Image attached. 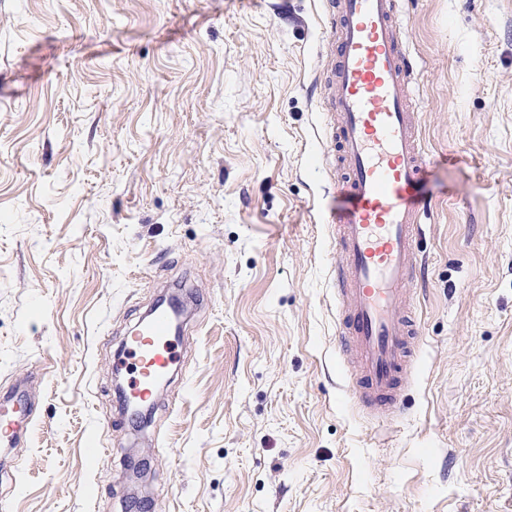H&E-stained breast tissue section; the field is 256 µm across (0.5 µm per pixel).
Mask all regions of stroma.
I'll use <instances>...</instances> for the list:
<instances>
[{
    "mask_svg": "<svg viewBox=\"0 0 512 512\" xmlns=\"http://www.w3.org/2000/svg\"><path fill=\"white\" fill-rule=\"evenodd\" d=\"M430 206L419 368L354 405L325 0H0V512H512V0H404ZM193 325L149 427L112 364ZM23 405L19 397L11 400L10 404H4L1 400L0 407V446L1 448H12L18 439L27 433L32 420H28L25 427L20 426V415L22 410L15 408Z\"/></svg>",
    "mask_w": 512,
    "mask_h": 512,
    "instance_id": "stroma-1",
    "label": "stroma"
}]
</instances>
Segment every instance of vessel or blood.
I'll list each match as a JSON object with an SVG mask.
<instances>
[{
    "label": "vessel or blood",
    "mask_w": 512,
    "mask_h": 512,
    "mask_svg": "<svg viewBox=\"0 0 512 512\" xmlns=\"http://www.w3.org/2000/svg\"><path fill=\"white\" fill-rule=\"evenodd\" d=\"M329 60L321 70L329 128L351 207L335 217L337 345L355 363L347 386L366 410L398 404L413 369L417 327L406 287L424 273L427 207L416 196L429 155L416 125L417 63L404 46L399 0H333ZM173 314L154 307L124 342L126 391L152 400L178 361ZM21 399L0 406V446L23 435Z\"/></svg>",
    "instance_id": "vessel-or-blood-1"
}]
</instances>
